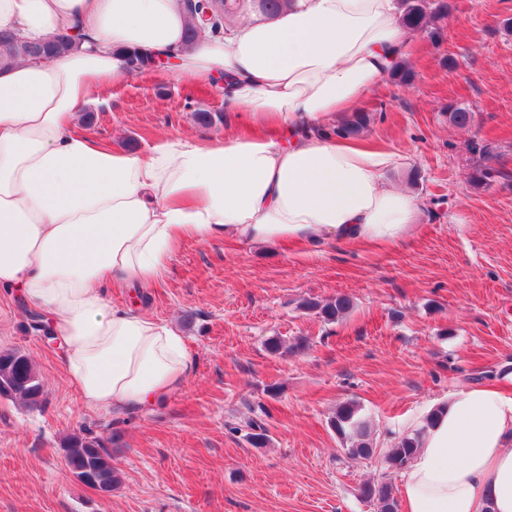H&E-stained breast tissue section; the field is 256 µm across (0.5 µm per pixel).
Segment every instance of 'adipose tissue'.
<instances>
[{
	"label": "adipose tissue",
	"instance_id": "obj_1",
	"mask_svg": "<svg viewBox=\"0 0 512 512\" xmlns=\"http://www.w3.org/2000/svg\"><path fill=\"white\" fill-rule=\"evenodd\" d=\"M401 11V0H291L189 47L179 0H0V30L79 36L65 56L0 69V288L47 313L85 407L126 416L189 378L183 336L107 301L112 286L160 283L183 241L407 236L419 207L387 184L398 155L332 132L408 60ZM129 50L219 81L241 133L163 136L137 153L85 132V106L127 76ZM410 427L420 447L401 474L403 512H512L511 392L449 391Z\"/></svg>",
	"mask_w": 512,
	"mask_h": 512
}]
</instances>
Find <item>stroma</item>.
I'll return each mask as SVG.
<instances>
[{"instance_id":"1","label":"stroma","mask_w":512,"mask_h":512,"mask_svg":"<svg viewBox=\"0 0 512 512\" xmlns=\"http://www.w3.org/2000/svg\"><path fill=\"white\" fill-rule=\"evenodd\" d=\"M454 2L440 45L416 36L412 83L383 78L360 105L371 116L360 142L401 154L389 178L424 205L409 237L317 248L187 240L160 287L109 292L183 336L194 371L179 392L120 419L86 408L35 307L0 289V352L25 353L46 398L30 408L0 396V512H376L360 486L382 468L345 454L328 425L337 405L358 402L383 448L421 406L512 372V181L469 182L476 143L512 172V34L500 27L512 0ZM105 96L86 130L117 147L236 129L208 83L147 69ZM452 103L470 106L471 127L449 123ZM339 294L354 302L341 321L300 308ZM272 336L307 346L273 355ZM264 409L268 441L256 447L243 424ZM80 431L111 439L112 492L69 473L63 440Z\"/></svg>"}]
</instances>
